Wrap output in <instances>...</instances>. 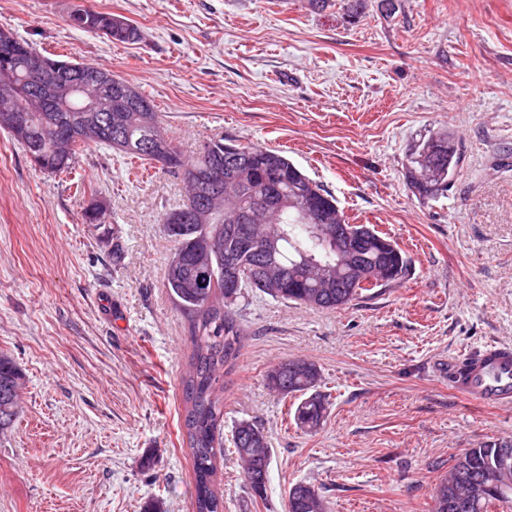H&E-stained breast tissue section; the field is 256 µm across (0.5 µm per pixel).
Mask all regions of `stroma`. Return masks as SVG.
<instances>
[{"instance_id": "1", "label": "stroma", "mask_w": 512, "mask_h": 512, "mask_svg": "<svg viewBox=\"0 0 512 512\" xmlns=\"http://www.w3.org/2000/svg\"><path fill=\"white\" fill-rule=\"evenodd\" d=\"M84 0H0V27L38 49L140 87L185 157L212 138L283 151L412 258L400 284L343 309L245 296L243 346L224 384V430L259 423L272 463L264 496L232 448L224 512H285L293 484L328 512H431L453 456L512 441V409L458 397L447 368L512 345V0H91L138 41L71 26ZM454 131L459 176L434 200L404 178L414 145ZM97 146L70 175L39 170L0 130V352L23 375L19 418L0 435V512H193L180 430L189 324L163 285L174 251L159 219L186 201L180 175ZM105 221L87 224L90 202ZM304 357L329 416L296 428L265 383ZM150 466H142L144 457Z\"/></svg>"}]
</instances>
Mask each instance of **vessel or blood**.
I'll list each match as a JSON object with an SVG mask.
<instances>
[{
	"mask_svg": "<svg viewBox=\"0 0 512 512\" xmlns=\"http://www.w3.org/2000/svg\"><path fill=\"white\" fill-rule=\"evenodd\" d=\"M449 384L461 398L484 406L512 407V347L490 346Z\"/></svg>",
	"mask_w": 512,
	"mask_h": 512,
	"instance_id": "1",
	"label": "vessel or blood"
}]
</instances>
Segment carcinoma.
<instances>
[{"instance_id":"obj_1","label":"carcinoma","mask_w":512,"mask_h":512,"mask_svg":"<svg viewBox=\"0 0 512 512\" xmlns=\"http://www.w3.org/2000/svg\"><path fill=\"white\" fill-rule=\"evenodd\" d=\"M72 26L102 36L114 43L135 42L139 29L124 18L105 12L94 17L74 9ZM96 74L105 86L115 74L94 64L78 63V70L57 69L47 74L59 86L69 85L77 71ZM27 76L26 57L17 55L4 63L0 78L19 85ZM133 96L146 111L60 112L47 111L37 99L25 113L23 134L11 133L26 155L40 158L39 169L47 174L72 172L85 147L103 145L127 158L161 164L169 172H189L210 167L216 181L206 198H187L181 206L163 214L161 228L182 255L177 268H165L164 287L189 320L193 349L190 368L182 379L184 414L183 442L193 461L196 512H223L217 493L218 459L224 452V385L221 378L230 373L240 355L243 330L237 322L234 305L251 292L273 300L296 302L313 308L338 309L351 304L385 284L405 279L412 260L394 240L385 244L378 231L366 224H348L336 199L286 156L275 149L241 146L211 139L188 160L165 133L162 118L153 103L137 86ZM162 138L172 154L171 163L141 148L154 137ZM460 140L440 129L415 147L408 156L405 179L422 200H435L460 172ZM275 198L278 206L265 209L258 199ZM275 224L279 238L268 252L266 229ZM311 224H339L352 232L360 243L359 257L352 266L341 268L339 279L328 288H316L309 272L300 267L303 257L324 266H336V248L312 234ZM237 256L244 275L240 288L224 287V255ZM274 261L285 269L296 270L304 285L267 288ZM267 387L286 398L299 400L294 421L301 430H319L328 416L329 403L320 391L322 375L312 361L294 357L268 367ZM22 389L21 375L11 358L0 354V434L10 429L18 417ZM231 442L241 463L244 479L254 473L262 483L250 484L263 495L268 482L271 454L263 429L248 420L232 431ZM494 502H512V444L485 443L468 448L453 459L448 472L434 489L432 512H488ZM286 512H327L324 496L307 483L288 489Z\"/></svg>"}]
</instances>
